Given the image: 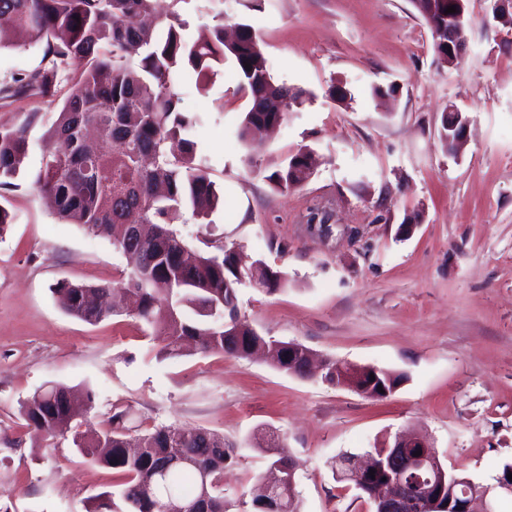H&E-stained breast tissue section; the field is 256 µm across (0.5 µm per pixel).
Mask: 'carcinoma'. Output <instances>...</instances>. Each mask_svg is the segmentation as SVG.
Segmentation results:
<instances>
[{"instance_id":"cac0c4a2","label":"carcinoma","mask_w":512,"mask_h":512,"mask_svg":"<svg viewBox=\"0 0 512 512\" xmlns=\"http://www.w3.org/2000/svg\"><path fill=\"white\" fill-rule=\"evenodd\" d=\"M0 16L11 19L20 44L44 45V65L0 85V101L55 100L62 79L69 87L56 121L44 134L46 146L35 184L54 200L58 216L87 233L112 240L128 262L120 283L136 304L133 316L165 337L159 359L184 355L197 336L204 353L247 358L261 344L277 368L286 372L288 353L272 347L282 341L260 335L237 309L239 268L283 286L285 275L259 260L248 261L233 248L219 254L193 251L169 225L189 205L204 220L224 206V198L188 138L195 120L180 111L175 80L190 70L205 91L224 60L234 61L239 89L248 98L240 138L258 146L256 133L279 123L307 93L274 81L259 41L245 32L224 40V25L189 43L182 23L163 0H0ZM250 67H245V64ZM39 122L36 109L22 122L0 126V188L14 186L25 165L29 132ZM309 150L291 156L268 180L285 191L308 177ZM61 308L88 323L120 315L114 302L100 308L106 289L62 281L53 289ZM331 384L358 383L364 395L386 398L403 375L375 366L326 365ZM83 395L53 384L21 405L27 425L51 445L72 439L79 454L123 476L121 496L128 512H195L200 487H209L210 512H229L224 468L238 455L232 442L202 428L157 426L140 438V452L127 447V414H112L110 428L91 439L72 427L77 408L92 407ZM254 447L266 452L269 466L258 477L275 495L241 499L237 512H302L293 463L280 437L265 433Z\"/></svg>"}]
</instances>
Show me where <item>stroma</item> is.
Here are the masks:
<instances>
[{"mask_svg":"<svg viewBox=\"0 0 512 512\" xmlns=\"http://www.w3.org/2000/svg\"><path fill=\"white\" fill-rule=\"evenodd\" d=\"M170 9L191 39L220 22L249 24L273 79L311 94L251 152L238 136L247 100L233 62L204 94L179 78V107L198 120L196 156L224 206L174 231L191 248L235 247L285 275L274 292L238 290L239 314L259 334L404 380L376 400L260 355L160 361L157 339L131 317L90 325L66 314L58 282L113 287L127 260L60 221L34 183L57 104L0 103V125L32 108L43 115L19 189L0 194L15 217L0 238V512H86L94 496L120 492L111 470L25 427L21 404L54 383L92 390L95 428L123 410L133 436L163 424L242 444L225 471L231 497L265 471L248 442L268 430L296 463L303 512H368L331 462L400 430L429 439L448 469L494 483L512 462V29L494 21L491 0H469L464 50L441 68L410 0H174ZM42 58V45H16L0 24V84ZM333 85L350 100L333 101ZM451 104L468 120L458 151L440 141ZM304 147L316 158L308 179L274 190L269 175Z\"/></svg>","mask_w":512,"mask_h":512,"instance_id":"1","label":"stroma"}]
</instances>
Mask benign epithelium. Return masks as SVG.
Segmentation results:
<instances>
[{
    "mask_svg": "<svg viewBox=\"0 0 512 512\" xmlns=\"http://www.w3.org/2000/svg\"><path fill=\"white\" fill-rule=\"evenodd\" d=\"M468 0H455L456 13L448 17V53L453 57L461 55L462 42L460 37L468 20ZM448 128V144L457 146L463 142L467 132L468 121L455 106H448L445 115ZM388 453V485L379 488L374 494L373 512H425L422 505L426 499L423 486L416 481L421 472H430L434 480L445 482L446 474L439 453L427 441L407 433L395 434L393 440L385 442ZM422 454L415 455L416 451ZM376 457L368 453L365 456H354L345 462L350 481L356 488L362 487V477L375 468ZM473 493L458 494L456 484L448 482L449 512H474L473 505L479 504L480 512H496L497 501L502 496H512V482L500 480L494 485L476 487L469 483Z\"/></svg>",
    "mask_w": 512,
    "mask_h": 512,
    "instance_id": "benign-epithelium-1",
    "label": "benign epithelium"
}]
</instances>
